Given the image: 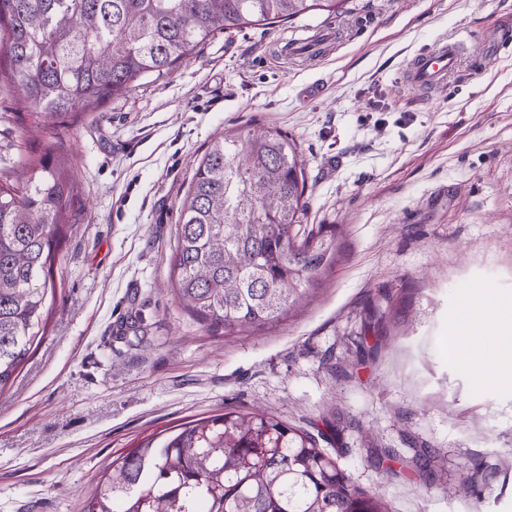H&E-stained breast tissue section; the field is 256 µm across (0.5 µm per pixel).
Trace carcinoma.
Wrapping results in <instances>:
<instances>
[{
  "mask_svg": "<svg viewBox=\"0 0 512 512\" xmlns=\"http://www.w3.org/2000/svg\"><path fill=\"white\" fill-rule=\"evenodd\" d=\"M342 0H0V80L45 117L97 107L166 74L217 30L277 23ZM0 184V390L41 339L56 252L78 193L51 154ZM305 163L276 129L215 135L182 201L176 300L214 328L259 329L306 303L343 254L338 224H302ZM313 435L260 408L184 424L112 462L86 512H387ZM395 475L438 479L388 452Z\"/></svg>",
  "mask_w": 512,
  "mask_h": 512,
  "instance_id": "cac0c4a2",
  "label": "carcinoma"
}]
</instances>
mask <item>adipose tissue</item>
Segmentation results:
<instances>
[{
  "label": "adipose tissue",
  "mask_w": 512,
  "mask_h": 512,
  "mask_svg": "<svg viewBox=\"0 0 512 512\" xmlns=\"http://www.w3.org/2000/svg\"><path fill=\"white\" fill-rule=\"evenodd\" d=\"M448 347L473 367L477 381L512 384V301L491 289H471L458 321L448 332Z\"/></svg>",
  "instance_id": "adipose-tissue-1"
}]
</instances>
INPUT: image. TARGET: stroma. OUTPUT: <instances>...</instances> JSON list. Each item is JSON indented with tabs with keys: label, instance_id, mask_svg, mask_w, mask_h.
Returning <instances> with one entry per match:
<instances>
[{
	"label": "stroma",
	"instance_id": "stroma-1",
	"mask_svg": "<svg viewBox=\"0 0 512 512\" xmlns=\"http://www.w3.org/2000/svg\"><path fill=\"white\" fill-rule=\"evenodd\" d=\"M324 33L318 56L281 52ZM445 40L461 65L444 87L399 82ZM255 127L297 144L305 221L345 225V256L305 306L228 333L174 299L170 263L211 138ZM48 152L81 193L44 336L0 393V512H83L112 460L256 405L311 432L334 419L328 453L390 512H512V386L448 354L470 288L512 298V0H343L218 31L164 76L47 121L0 91V179ZM376 448L427 449L474 491L386 472Z\"/></svg>",
	"mask_w": 512,
	"mask_h": 512
}]
</instances>
